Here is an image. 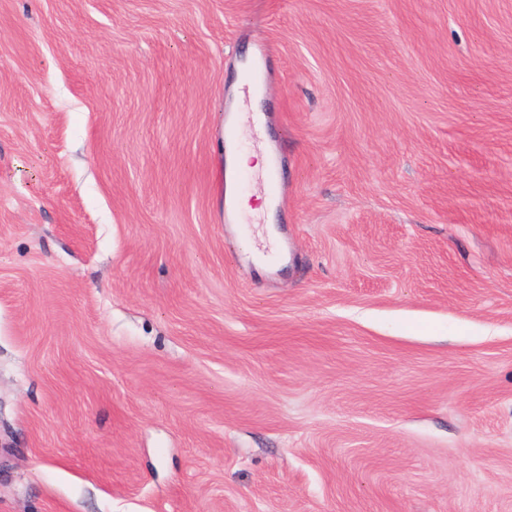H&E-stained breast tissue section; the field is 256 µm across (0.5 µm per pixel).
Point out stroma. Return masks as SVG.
Here are the masks:
<instances>
[{
  "label": "stroma",
  "instance_id": "1",
  "mask_svg": "<svg viewBox=\"0 0 512 512\" xmlns=\"http://www.w3.org/2000/svg\"><path fill=\"white\" fill-rule=\"evenodd\" d=\"M0 512H512V0H0ZM252 159H255V162L250 168V162ZM229 168L233 170H242V169H254L261 170L266 177L269 173V163L268 157L265 152L262 154H249L244 152H233L228 157Z\"/></svg>",
  "mask_w": 512,
  "mask_h": 512
}]
</instances>
